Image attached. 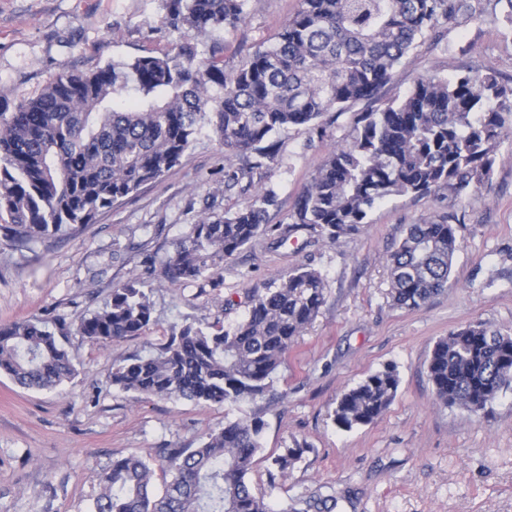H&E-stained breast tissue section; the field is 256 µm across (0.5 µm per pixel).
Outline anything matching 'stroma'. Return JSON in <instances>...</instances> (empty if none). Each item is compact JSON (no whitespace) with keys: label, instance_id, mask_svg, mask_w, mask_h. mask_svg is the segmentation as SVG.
Instances as JSON below:
<instances>
[{"label":"stroma","instance_id":"35a3bbf8","mask_svg":"<svg viewBox=\"0 0 512 512\" xmlns=\"http://www.w3.org/2000/svg\"><path fill=\"white\" fill-rule=\"evenodd\" d=\"M476 20L461 19L427 37L396 67L383 101L404 97L415 81L494 71L512 80V23L496 0H471ZM298 0H250L235 30L200 36L220 48L225 70L270 45ZM178 33L160 0H0V97H29L62 70L90 71L105 62L170 51ZM333 138L295 128L278 136L276 163L254 169V185L276 192L265 225L228 258L214 279L173 283L161 274L176 242L208 213L237 208L247 197L228 187L236 169L209 128L179 166L102 214L95 224L28 248L0 239V324L39 318L59 338L75 375L36 391L0 376V512H91L99 476L113 460L155 463L153 490L171 476L158 463L168 448H195L225 422L261 417L262 449L252 486L274 507L296 496L335 495L334 512H512V391L491 412L471 416L436 402L428 374L435 342L462 325L485 322L512 335V144L503 143L488 184L449 203L447 190L394 196L369 224L338 242L299 232L277 246L302 187ZM450 218L459 248L450 284L417 310L391 296L390 256L408 225ZM308 266L327 283L326 302L295 342L263 398L236 404L137 396L112 384L115 367L156 352L182 325L246 314L245 291L263 289ZM138 277L152 304L142 335L102 346L77 328L100 309L114 284ZM395 365L399 387L374 423L346 431L333 421L337 396L383 366ZM300 442L304 453L286 479L269 481L273 456Z\"/></svg>","mask_w":512,"mask_h":512}]
</instances>
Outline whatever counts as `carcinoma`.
Masks as SVG:
<instances>
[{"mask_svg":"<svg viewBox=\"0 0 512 512\" xmlns=\"http://www.w3.org/2000/svg\"><path fill=\"white\" fill-rule=\"evenodd\" d=\"M182 39L161 56H134L89 72L61 71L37 94L0 100V231L20 247L97 222L143 185L180 164L201 125L224 157L241 162L234 178L275 162V135L289 128L330 133L331 114L353 112L348 138L334 145L303 187L292 223L277 243L304 230L330 241L354 235L392 196L446 188L458 198L490 181L496 152L512 135V85L495 73L418 80L401 100L379 108L394 69L426 36L462 16L470 0H299L270 47L224 70V57L191 34L236 28L248 0H160ZM273 189L257 188L224 214L193 225L162 264L172 282L212 278L227 258L263 231ZM459 248L454 225L425 219L408 227L390 256L392 297L417 309L448 287ZM322 274L298 267L247 291L248 311L230 330L221 321L187 324L158 352L130 357L112 372L126 392L197 403L234 404L266 393L296 339L325 303ZM152 318L144 282L112 288L102 308L80 318L91 342L143 334ZM436 400L474 416L512 390V336L483 322L439 339L428 361ZM0 374L49 389L75 368L39 319L0 324ZM399 387L393 365L336 399L344 430L374 422ZM261 418L228 421L198 448L173 450L172 480L160 498L149 461L129 456L100 477L93 512H309V500L273 508L248 475L261 450ZM303 449L273 458L270 481L286 476Z\"/></svg>","mask_w":512,"mask_h":512,"instance_id":"carcinoma-1","label":"carcinoma"}]
</instances>
